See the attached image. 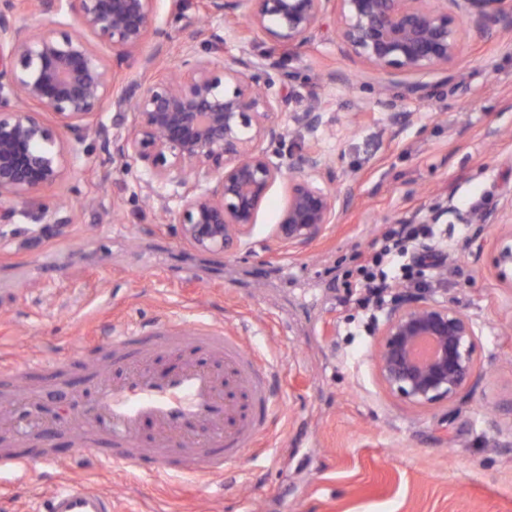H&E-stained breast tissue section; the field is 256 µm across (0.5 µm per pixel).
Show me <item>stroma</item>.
Wrapping results in <instances>:
<instances>
[{"mask_svg":"<svg viewBox=\"0 0 512 512\" xmlns=\"http://www.w3.org/2000/svg\"><path fill=\"white\" fill-rule=\"evenodd\" d=\"M196 0H158L154 24L171 44L201 45ZM224 55L240 50L277 63L299 96L280 112L291 127L317 95L328 103L315 147L329 157L339 214L320 239L278 247L273 230L287 200L270 189L239 251L201 254L179 239L171 215L148 203L140 163L81 153L40 203L71 222L44 236L25 218L0 228V358L64 360L84 372L80 344L124 325L183 318L223 323L272 366L281 411L267 448L226 463L201 482L106 470L68 434L0 448L28 455L52 445L51 470L0 468V512H37L66 478L112 494L114 512H512V285L493 266L497 218L512 206V30L476 34L461 21L462 50L448 70L422 76V96L396 83L379 96L380 71L350 60L334 17L308 47L241 39L212 19ZM447 206L434 232L448 253L440 300L482 334L480 369L453 401L415 406L390 395L370 358L376 342L361 301L360 268L386 234L420 211Z\"/></svg>","mask_w":512,"mask_h":512,"instance_id":"stroma-1","label":"stroma"}]
</instances>
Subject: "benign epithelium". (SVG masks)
<instances>
[{
	"instance_id": "benign-epithelium-1",
	"label": "benign epithelium",
	"mask_w": 512,
	"mask_h": 512,
	"mask_svg": "<svg viewBox=\"0 0 512 512\" xmlns=\"http://www.w3.org/2000/svg\"><path fill=\"white\" fill-rule=\"evenodd\" d=\"M24 0H0V224L23 213L45 232L69 218L37 203L59 182L90 137L144 167L148 186L173 216L180 240L204 252L232 253L250 234L269 190L287 182L288 197L274 237L303 247L337 219L327 158L308 146L324 124L325 105L312 98L286 130L277 120L289 97L270 92L273 65L247 50L221 59L224 36L213 32L207 54L191 44L178 64L146 83L115 91L114 80L135 54L169 49L154 26L157 0H35L55 17L37 33L17 24ZM202 16L244 20L247 29L279 46L311 44L321 16H336L342 51L387 76H423L448 68L459 55V15L481 32L512 28L507 0H200ZM453 3L456 11L448 10ZM105 41L112 63L90 38ZM113 101L130 118L112 138L100 118ZM54 115L48 125L41 113ZM297 152L269 150L286 138ZM374 331V363L393 396L417 406L452 401L478 371L479 339L472 319L428 293L394 297Z\"/></svg>"
}]
</instances>
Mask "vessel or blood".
I'll use <instances>...</instances> for the list:
<instances>
[{
    "mask_svg": "<svg viewBox=\"0 0 512 512\" xmlns=\"http://www.w3.org/2000/svg\"><path fill=\"white\" fill-rule=\"evenodd\" d=\"M200 351L166 373L153 363L159 352ZM85 375L74 383L58 363L0 364V430L20 439L45 433L75 435L80 450L115 470L150 458L156 471L203 480L223 475L227 462L255 447L279 406L258 358L223 326L201 320L168 321L152 329L122 327L88 346ZM120 365L109 375L107 364ZM38 371L46 386L24 379ZM154 427L142 442L144 424ZM51 469L49 448L16 457L0 451V464ZM43 512H112V496L72 481L56 487Z\"/></svg>",
    "mask_w": 512,
    "mask_h": 512,
    "instance_id": "vessel-or-blood-1",
    "label": "vessel or blood"
}]
</instances>
